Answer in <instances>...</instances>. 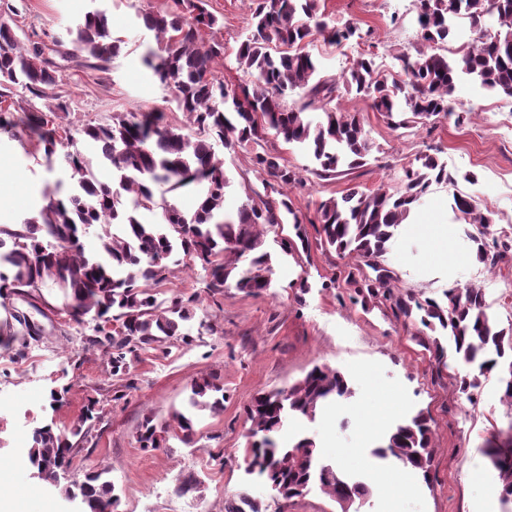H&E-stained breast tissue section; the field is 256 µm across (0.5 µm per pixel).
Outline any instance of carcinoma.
I'll use <instances>...</instances> for the list:
<instances>
[{
    "mask_svg": "<svg viewBox=\"0 0 512 512\" xmlns=\"http://www.w3.org/2000/svg\"><path fill=\"white\" fill-rule=\"evenodd\" d=\"M253 30L240 43L234 59L224 56L217 37L206 41L218 19L207 0H171L163 10L137 13L141 27L151 33L143 62L154 78L172 89L176 109L185 123L168 120L154 107L117 112L97 124L82 127L99 162L112 166V183L95 179L92 160L70 137L63 136L68 106L50 95L58 83L57 66L49 53L69 41L75 50L95 60L105 72L128 41L116 35L104 11L96 9L66 28L65 35L45 34L35 40L18 24L20 9L0 10V130L13 137L25 135L43 146L48 168L59 165L66 179L42 192V206L16 224H0V299L20 296L36 312L46 309L70 321L94 323L87 348L104 356L109 372L123 381L131 374L139 352L166 348L176 341L192 342V324L199 297L171 293L159 298L172 268L200 263L206 288L212 295L234 289L260 295L272 287V254L263 249L264 228L293 225L295 237L276 243L285 255L309 251L302 231V214L284 188L304 186L301 171L319 180L348 176L370 163L373 144L361 113L340 108L341 93L370 103L391 130L439 121L445 116L461 125L468 111L455 91L467 77L488 92L512 97V0H412L419 38L413 50L397 52L398 71L383 74L374 54L362 53L340 78L320 73L317 59L307 50L321 38L340 46L359 34L357 23L331 25L321 10L322 0H249ZM469 23L472 39L448 52L452 27ZM243 72L249 83L229 85L216 76V65ZM20 87L31 96L51 99L47 111L7 102L8 91ZM298 99L288 102V97ZM18 107L22 117L12 113ZM305 150L313 167L299 169L285 163L267 147L269 137ZM250 148L254 169L263 177L261 193L250 190L236 212L224 210L230 182L224 154ZM418 165L403 169L401 188L381 186L368 192L354 186L340 197L320 201L315 223L319 245L332 248L356 264L339 271L332 284L353 292L352 300L372 297L394 300L395 309L410 319L439 330L453 347L454 357L478 368L484 376L512 369V322L503 325L488 311L483 290L476 286L450 288L446 301H420L407 293L392 297L393 272L385 254L398 228L422 202L431 184H452L445 164L436 154L422 153ZM198 194L193 213H183L174 202L177 191ZM452 209L477 227V258L494 269L507 258L512 244L492 238V218L478 210L471 195L453 194ZM99 241L97 254L85 252L83 237ZM56 288L60 307L50 306L42 289ZM0 323V345L17 336H37L39 328L24 312H10ZM354 394L345 375L327 366H315L286 389L260 391L247 416L251 423L248 468L258 470L281 498L298 497L317 479L322 492L338 503H351L369 494L368 486L332 469L325 470L316 442L299 438L288 446L275 436L291 416L316 419L329 403ZM224 410V387L204 380L191 385L184 410L156 424L145 419L138 440L145 449L170 447V438L193 433V414ZM88 406L69 431L48 426L32 430L27 459L49 484L66 498H80L83 512H110L117 502L105 471H91L73 490L60 470L81 451ZM434 448L428 418L420 411L390 429L386 444L375 450L428 477ZM502 484V498L512 500V435L487 449Z\"/></svg>",
    "mask_w": 512,
    "mask_h": 512,
    "instance_id": "obj_1",
    "label": "carcinoma"
}]
</instances>
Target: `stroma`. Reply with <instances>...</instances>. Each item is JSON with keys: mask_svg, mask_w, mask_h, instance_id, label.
I'll return each mask as SVG.
<instances>
[{"mask_svg": "<svg viewBox=\"0 0 512 512\" xmlns=\"http://www.w3.org/2000/svg\"><path fill=\"white\" fill-rule=\"evenodd\" d=\"M170 0H0L25 4L20 24L25 32H59L86 12L102 8L111 28L127 37L128 45L114 58L109 71L79 66L73 55H55L56 88L69 107L71 129L100 123L115 112L155 106L169 120H180L171 91L152 77L142 61L152 36L140 29L135 14L166 7ZM410 0H326L330 19L351 20L370 31V41L352 40L339 47L315 41L310 52L329 76L346 71L353 59L373 50L380 70L394 71L392 55L418 40ZM221 27L217 37L227 55H234L251 29L246 0H208ZM457 100L471 110L462 125L440 120L418 127L389 129L380 115L354 95H343L342 107L359 109L368 137L378 147V160L357 170L352 178L320 181L289 190L296 209L304 215L302 229L313 244L308 252L282 255L276 237L293 235L291 225L268 229L265 247L272 254L273 286L267 293L247 295L229 291L207 293L201 267L175 272L168 292L198 293L200 308L212 315L216 331L195 327L191 344L175 343L165 350L140 352L130 379L122 388L109 373L104 358L84 348L91 325L82 326L56 315L30 312L21 298L0 306V321L8 308L29 312L41 328L39 340L16 339L0 347V487L36 501L39 512H78L79 502L34 478L25 455L17 454L18 431L47 424L67 430L89 401H97L99 421L89 430L83 449L74 457L71 480H84L102 468L119 496L114 512H181L191 503L196 512H226L228 504L248 497L259 512H336L335 503L311 487L302 496L283 500L257 474L248 473L245 450L251 442L245 408L261 390L284 388L316 365L342 371L354 395L315 421L288 423L281 441L298 435L314 437L326 459L347 475L363 481L369 495L359 512H512L494 491L493 467L485 450L489 441L512 434V409L500 400V373L480 377L472 395L462 394L459 380L476 374L458 361L439 365L434 353L422 346L430 330L419 322L395 316L389 304L371 299L352 303L347 290L329 282L345 262L334 250L316 244L312 224L315 203L341 196L350 185L361 190L380 182L397 184L415 154L439 149L453 184L432 186L424 204L402 225L385 256L395 273V294L413 293L422 300H443L452 287L483 288L490 310L501 323L512 320V259L487 269L476 257L473 225L456 219L453 192L467 193L480 208L491 211L493 237L512 240V98L481 91L470 80L459 82ZM246 149L226 153L230 180L225 210L234 212L246 188L262 183ZM0 170L8 183L0 187V222L18 223L36 212L42 191L53 185L58 172L48 171L32 156L29 145L0 135ZM476 182H468V175ZM448 226V263L433 257L436 219ZM67 368L70 384L65 405L51 411L47 394L60 368ZM207 379L224 387V409L200 411L194 434L173 440L170 448H141L138 430L145 418L168 420L185 403L192 383ZM121 400H114L115 391ZM430 418L435 452L428 478L415 472L403 477V487L391 490L398 464L381 460L373 450L381 446L386 425L416 411ZM197 487L182 492L185 481Z\"/></svg>", "mask_w": 512, "mask_h": 512, "instance_id": "stroma-1", "label": "stroma"}]
</instances>
